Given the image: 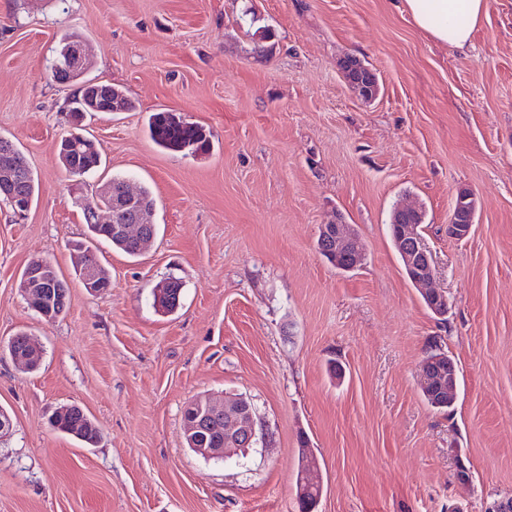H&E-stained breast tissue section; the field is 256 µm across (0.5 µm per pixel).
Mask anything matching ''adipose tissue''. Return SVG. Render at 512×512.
Masks as SVG:
<instances>
[{
	"instance_id": "ef3b65f1",
	"label": "adipose tissue",
	"mask_w": 512,
	"mask_h": 512,
	"mask_svg": "<svg viewBox=\"0 0 512 512\" xmlns=\"http://www.w3.org/2000/svg\"><path fill=\"white\" fill-rule=\"evenodd\" d=\"M413 23L435 41L458 48L467 47L487 0H403Z\"/></svg>"
}]
</instances>
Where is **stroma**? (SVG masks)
<instances>
[{
	"instance_id": "obj_1",
	"label": "stroma",
	"mask_w": 512,
	"mask_h": 512,
	"mask_svg": "<svg viewBox=\"0 0 512 512\" xmlns=\"http://www.w3.org/2000/svg\"><path fill=\"white\" fill-rule=\"evenodd\" d=\"M402 0H0V136L23 153L38 194L25 214L0 199V342L43 347L39 368L0 355V512H299V448L322 492L316 512H486L512 497V0H488L468 47L417 28ZM90 46V77L126 89L132 112L73 125L74 84L52 76L60 39ZM347 55L379 79L358 98ZM203 127L209 154L156 146L151 114ZM91 139L92 177L69 175L63 136ZM148 187L158 235L132 258L92 248L112 286L83 288L74 247L82 199L112 176ZM476 217L455 239L458 193ZM420 206L436 286L434 315L389 232L399 204ZM343 218L363 266L317 249ZM58 265L69 305L47 320L19 292L31 259ZM182 284L160 313L155 287ZM457 363L452 413L425 402L434 346ZM241 396L258 438L247 456L188 448L193 399ZM79 405L85 445L54 431ZM472 480L460 484L457 463ZM68 408H75L76 410L62 414L54 413L53 417L57 416L55 420L52 418L54 428L86 444L94 443L99 435V428L96 423L86 414L80 412L79 410H83L79 406L68 405L65 409ZM299 453V465L296 474V495L297 498L301 497V490L310 495L312 492L321 493V485L318 474V464L313 450L309 448L308 444L304 443L301 446ZM302 463L303 468L300 469Z\"/></svg>"
}]
</instances>
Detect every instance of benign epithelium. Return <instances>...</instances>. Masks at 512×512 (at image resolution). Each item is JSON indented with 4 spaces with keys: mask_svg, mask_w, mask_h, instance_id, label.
<instances>
[{
    "mask_svg": "<svg viewBox=\"0 0 512 512\" xmlns=\"http://www.w3.org/2000/svg\"><path fill=\"white\" fill-rule=\"evenodd\" d=\"M60 62L54 71L62 74H76L86 70L83 44L76 40L60 50ZM346 72L353 70L361 74L358 80L349 81L351 89L360 97L368 98L371 88L376 85L374 72L362 62L342 63ZM85 94L76 100L74 112H107L105 98L109 85L94 80L84 85ZM25 166L18 159L13 148L5 143L0 148V194L17 203L16 212L28 211L25 201H18L16 190L19 181L24 179ZM91 223L112 225V234L129 242L137 243L138 253L145 252L154 235L146 232L149 224L140 208L139 192L128 184L112 185L107 181L104 193L90 205ZM422 222L421 209L411 205H401L392 212L390 225L392 237L403 249V262L414 286L423 293L436 315L446 313L447 304L443 292L434 287L436 274L432 252L424 237L418 232L417 224ZM317 244L320 252L347 271L358 269L364 264V253L350 225L338 220L334 224L319 225ZM51 266L41 260L29 262L20 281V292L30 307L46 318L52 313L46 304L55 295V282L50 272ZM10 359L18 365L35 369L42 359V352L30 337L10 340ZM186 439L195 446V451L207 459L229 458L243 448L253 445L257 438L256 421L251 404L243 397L232 400H217L209 396L202 398L199 411L184 421ZM224 438L221 448H208V438Z\"/></svg>",
    "mask_w": 512,
    "mask_h": 512,
    "instance_id": "obj_1",
    "label": "benign epithelium"
}]
</instances>
